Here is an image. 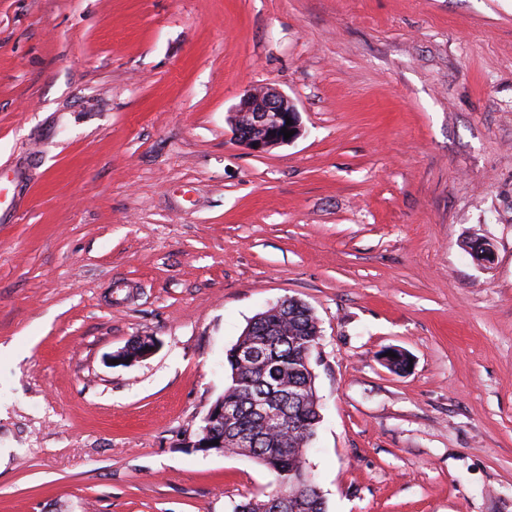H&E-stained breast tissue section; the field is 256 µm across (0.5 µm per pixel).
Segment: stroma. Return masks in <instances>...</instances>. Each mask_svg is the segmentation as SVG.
Instances as JSON below:
<instances>
[{"mask_svg": "<svg viewBox=\"0 0 512 512\" xmlns=\"http://www.w3.org/2000/svg\"><path fill=\"white\" fill-rule=\"evenodd\" d=\"M266 85L302 134L255 155ZM0 187V512L270 491L195 433L289 296L328 512H512V0H0ZM287 118L291 120L289 125H286ZM283 127L295 130V134L284 139ZM232 131L234 140L248 150L266 153L301 136L300 113L288 96L278 89L270 86L253 88L246 92L234 109Z\"/></svg>", "mask_w": 512, "mask_h": 512, "instance_id": "stroma-1", "label": "stroma"}]
</instances>
